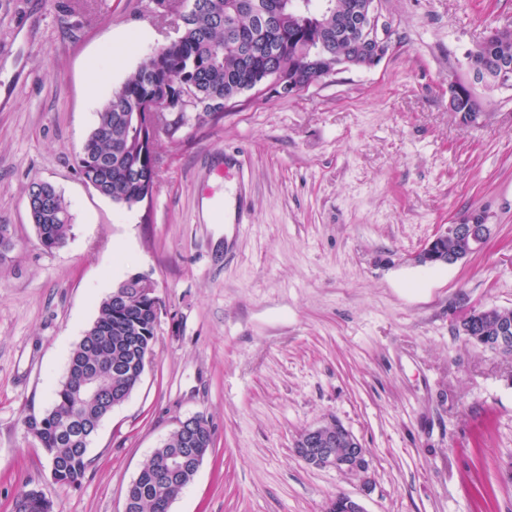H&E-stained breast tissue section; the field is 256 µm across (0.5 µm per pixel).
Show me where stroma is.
Segmentation results:
<instances>
[{
  "label": "stroma",
  "instance_id": "1",
  "mask_svg": "<svg viewBox=\"0 0 512 512\" xmlns=\"http://www.w3.org/2000/svg\"><path fill=\"white\" fill-rule=\"evenodd\" d=\"M148 2L0 0V512L30 488L56 512H124L191 417L213 446L170 512H324L340 493L366 512H512V357L455 326L472 305L512 309V89H478L476 126L448 110L449 81L487 28L512 23V0H382L397 46L380 65L159 133L152 199L129 209L78 158L101 102L176 35ZM35 182L72 215L51 251L27 208ZM479 209L493 233L478 253L411 262ZM137 273L161 300L151 362L102 420L84 478L60 486L23 421L49 409L99 301ZM328 419L366 448L367 483L296 454Z\"/></svg>",
  "mask_w": 512,
  "mask_h": 512
}]
</instances>
